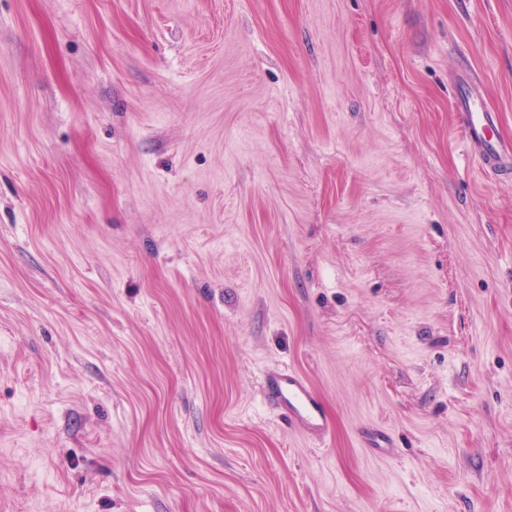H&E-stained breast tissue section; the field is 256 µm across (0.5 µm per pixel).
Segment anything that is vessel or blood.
<instances>
[{
    "label": "vessel or blood",
    "instance_id": "vessel-or-blood-1",
    "mask_svg": "<svg viewBox=\"0 0 512 512\" xmlns=\"http://www.w3.org/2000/svg\"><path fill=\"white\" fill-rule=\"evenodd\" d=\"M453 103L468 154L485 174L512 176V141L500 137L498 114L485 104L471 74L457 76ZM262 390L289 426L314 438L327 436L330 420L323 401L303 374L288 367L270 369L263 375Z\"/></svg>",
    "mask_w": 512,
    "mask_h": 512
}]
</instances>
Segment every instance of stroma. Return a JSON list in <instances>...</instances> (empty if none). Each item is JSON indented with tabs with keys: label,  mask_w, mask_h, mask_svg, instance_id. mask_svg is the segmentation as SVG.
Returning a JSON list of instances; mask_svg holds the SVG:
<instances>
[{
	"label": "stroma",
	"mask_w": 512,
	"mask_h": 512,
	"mask_svg": "<svg viewBox=\"0 0 512 512\" xmlns=\"http://www.w3.org/2000/svg\"><path fill=\"white\" fill-rule=\"evenodd\" d=\"M464 70L512 139V0H0V512H512ZM262 390L289 426L310 437L327 436L330 420L323 401L303 374L288 367L269 369L263 375Z\"/></svg>",
	"instance_id": "obj_1"
}]
</instances>
